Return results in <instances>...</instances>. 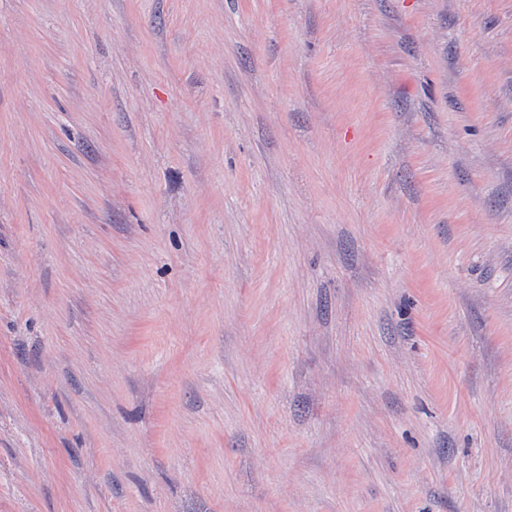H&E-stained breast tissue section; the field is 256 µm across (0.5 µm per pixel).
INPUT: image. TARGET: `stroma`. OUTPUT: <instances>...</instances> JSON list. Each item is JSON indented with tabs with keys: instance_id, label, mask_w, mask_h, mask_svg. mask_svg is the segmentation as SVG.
I'll return each instance as SVG.
<instances>
[{
	"instance_id": "35a3bbf8",
	"label": "stroma",
	"mask_w": 512,
	"mask_h": 512,
	"mask_svg": "<svg viewBox=\"0 0 512 512\" xmlns=\"http://www.w3.org/2000/svg\"><path fill=\"white\" fill-rule=\"evenodd\" d=\"M0 512H512V0H0Z\"/></svg>"
}]
</instances>
